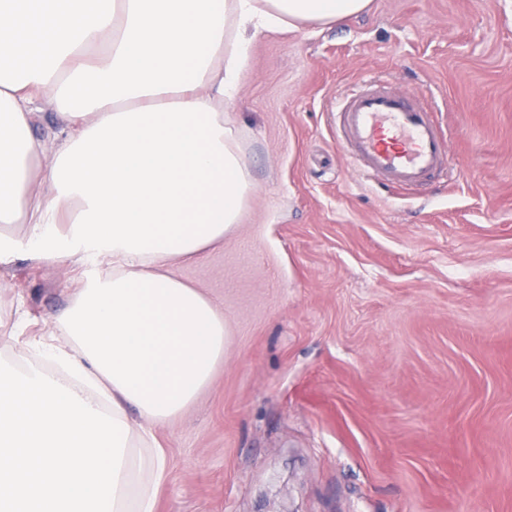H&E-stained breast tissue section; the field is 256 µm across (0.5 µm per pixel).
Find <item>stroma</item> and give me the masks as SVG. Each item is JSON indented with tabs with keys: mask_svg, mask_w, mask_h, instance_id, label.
I'll return each instance as SVG.
<instances>
[{
	"mask_svg": "<svg viewBox=\"0 0 512 512\" xmlns=\"http://www.w3.org/2000/svg\"><path fill=\"white\" fill-rule=\"evenodd\" d=\"M423 96L448 176L364 178L340 97ZM254 191L224 247L177 275L224 315V360L155 426L154 512H512V0H371L254 39L224 108ZM0 280V357L47 333L101 264L31 258Z\"/></svg>",
	"mask_w": 512,
	"mask_h": 512,
	"instance_id": "1",
	"label": "stroma"
}]
</instances>
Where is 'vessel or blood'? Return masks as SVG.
I'll use <instances>...</instances> for the list:
<instances>
[{
  "label": "vessel or blood",
  "instance_id": "1",
  "mask_svg": "<svg viewBox=\"0 0 512 512\" xmlns=\"http://www.w3.org/2000/svg\"><path fill=\"white\" fill-rule=\"evenodd\" d=\"M336 123L366 178L421 188L448 172L446 136L410 93L383 87L353 95L339 106Z\"/></svg>",
  "mask_w": 512,
  "mask_h": 512
}]
</instances>
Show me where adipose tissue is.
I'll return each mask as SVG.
<instances>
[{"mask_svg":"<svg viewBox=\"0 0 512 512\" xmlns=\"http://www.w3.org/2000/svg\"><path fill=\"white\" fill-rule=\"evenodd\" d=\"M370 0H0V224L33 258L107 260L0 360V512H154L152 432L206 387L224 317L168 267L224 245L253 183L224 123L252 37L329 27ZM53 102L59 149L31 132ZM70 227L60 236L56 225Z\"/></svg>","mask_w":512,"mask_h":512,"instance_id":"adipose-tissue-1","label":"adipose tissue"}]
</instances>
